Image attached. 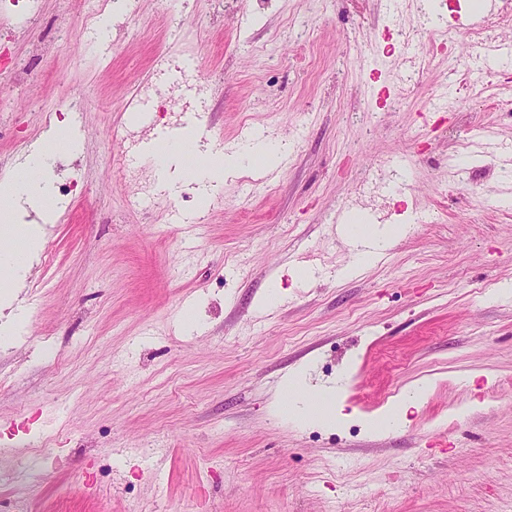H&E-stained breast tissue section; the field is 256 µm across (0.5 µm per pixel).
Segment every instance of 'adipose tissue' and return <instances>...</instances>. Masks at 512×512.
Instances as JSON below:
<instances>
[{"label": "adipose tissue", "instance_id": "obj_1", "mask_svg": "<svg viewBox=\"0 0 512 512\" xmlns=\"http://www.w3.org/2000/svg\"><path fill=\"white\" fill-rule=\"evenodd\" d=\"M71 139L66 122H56L45 140L35 148L34 155L25 160L16 172L0 179V222L18 223L21 213L34 211L38 216L51 214L54 205L51 197L45 165L47 160L69 153ZM160 184H167L171 163L180 157H197V165L190 175L197 182L209 185L223 178L225 169L235 167L238 159L233 154L210 155L200 153L197 139L186 134L180 139L154 149L151 152ZM432 383L424 379L408 390L398 402L367 417L366 426L374 432H389L405 427L410 408L431 390ZM282 413L304 424L322 426L335 425L344 419V406L335 389L325 388L314 391L303 389L297 383H290L285 402L280 405Z\"/></svg>", "mask_w": 512, "mask_h": 512}]
</instances>
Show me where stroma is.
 <instances>
[{
  "mask_svg": "<svg viewBox=\"0 0 512 512\" xmlns=\"http://www.w3.org/2000/svg\"><path fill=\"white\" fill-rule=\"evenodd\" d=\"M483 2L125 0L104 37L112 0H0V176L53 122L75 146L0 334V512L512 506V55L455 25ZM175 75L203 108L132 117ZM192 110L201 147L259 131L280 163L161 189L141 144ZM340 212L409 230L362 266ZM291 378L349 419L277 413ZM431 388L432 382L430 380L419 381L398 402L367 417L365 419L367 428L374 432H389L405 427L409 423V409L416 407Z\"/></svg>",
  "mask_w": 512,
  "mask_h": 512,
  "instance_id": "35a3bbf8",
  "label": "stroma"
}]
</instances>
